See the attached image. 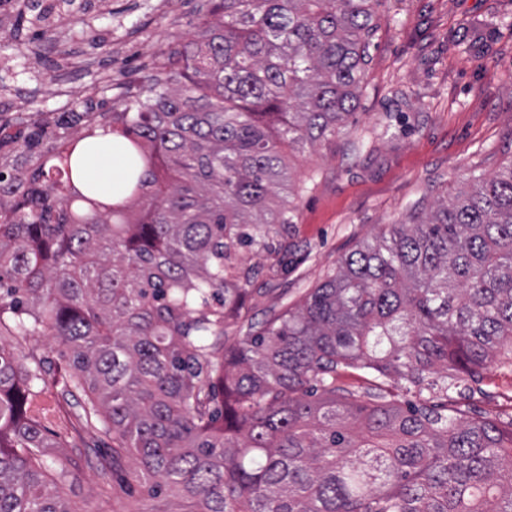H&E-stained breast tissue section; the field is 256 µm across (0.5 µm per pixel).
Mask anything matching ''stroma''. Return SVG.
<instances>
[{
  "instance_id": "stroma-1",
  "label": "stroma",
  "mask_w": 512,
  "mask_h": 512,
  "mask_svg": "<svg viewBox=\"0 0 512 512\" xmlns=\"http://www.w3.org/2000/svg\"><path fill=\"white\" fill-rule=\"evenodd\" d=\"M80 2L46 43L38 25L16 21L26 0H12L14 21L0 28V121L12 132L66 105L109 111L124 79L152 65L160 46L187 41L189 21L208 8V0ZM374 10L369 63L347 126L316 149L283 150L295 189L288 255L280 262L249 253L258 274L227 335L298 303L363 240L405 221L415 203L454 197L474 176L512 165V0H376ZM54 77L68 84V99L55 96ZM85 400L80 391L63 400L57 388L41 398L53 411L51 455L78 456L74 478L54 484V494L71 512H175L174 493L145 496L134 458L100 473L112 442L85 425ZM460 407L470 416H512V374L487 366Z\"/></svg>"
}]
</instances>
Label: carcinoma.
Returning a JSON list of instances; mask_svg holds the SVG:
<instances>
[{
  "mask_svg": "<svg viewBox=\"0 0 512 512\" xmlns=\"http://www.w3.org/2000/svg\"><path fill=\"white\" fill-rule=\"evenodd\" d=\"M215 23L161 51L127 111L58 125L25 178L0 167V337L52 335L71 364L0 341V512H71L47 488L51 385L87 396L112 440L101 471L136 456L177 512H512V418L456 407L489 364L512 372V165L358 246L301 302L224 335L256 270L285 258L293 208L268 205L304 148L353 116L376 0H210ZM123 139L112 202L73 173L96 129ZM48 131L0 136V159ZM373 379L360 395L344 373ZM395 377L407 399L382 383ZM368 397L363 401L362 397ZM368 433L356 440L351 429Z\"/></svg>",
  "mask_w": 512,
  "mask_h": 512,
  "instance_id": "cac0c4a2",
  "label": "carcinoma"
}]
</instances>
